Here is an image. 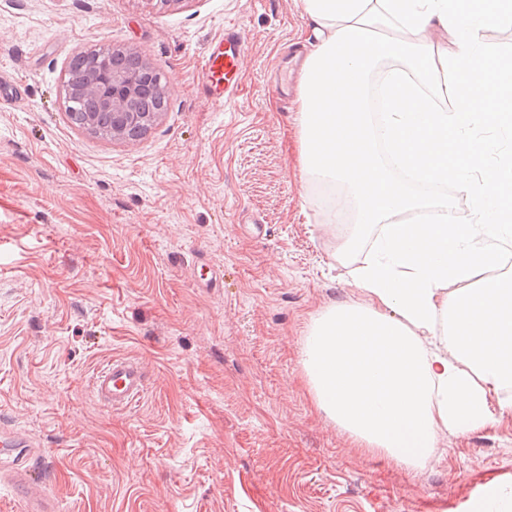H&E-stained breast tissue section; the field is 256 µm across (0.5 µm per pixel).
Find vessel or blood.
I'll list each match as a JSON object with an SVG mask.
<instances>
[{
	"instance_id": "vessel-or-blood-1",
	"label": "vessel or blood",
	"mask_w": 512,
	"mask_h": 512,
	"mask_svg": "<svg viewBox=\"0 0 512 512\" xmlns=\"http://www.w3.org/2000/svg\"><path fill=\"white\" fill-rule=\"evenodd\" d=\"M245 41L239 28L225 26L212 40L202 63L201 75L206 94L215 102L233 99L238 92V76ZM97 399L110 408H126L136 403L146 388V374L135 361L115 357L91 378ZM37 446L23 431L0 424V486L18 493L25 512H56L44 485L31 477L30 461Z\"/></svg>"
}]
</instances>
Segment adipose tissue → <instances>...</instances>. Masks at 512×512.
I'll use <instances>...</instances> for the list:
<instances>
[{
	"mask_svg": "<svg viewBox=\"0 0 512 512\" xmlns=\"http://www.w3.org/2000/svg\"><path fill=\"white\" fill-rule=\"evenodd\" d=\"M317 38L295 118L305 182L352 210L336 257L358 258L359 303L331 305L301 351L308 391L352 447L412 464L444 433L512 412V155L489 164L483 124L512 137V63L481 33L512 0H300ZM377 88H370L373 72ZM453 186L472 204L416 184Z\"/></svg>",
	"mask_w": 512,
	"mask_h": 512,
	"instance_id": "1",
	"label": "adipose tissue"
}]
</instances>
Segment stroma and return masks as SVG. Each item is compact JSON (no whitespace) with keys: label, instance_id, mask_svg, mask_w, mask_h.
Here are the masks:
<instances>
[{"label":"stroma","instance_id":"obj_1","mask_svg":"<svg viewBox=\"0 0 512 512\" xmlns=\"http://www.w3.org/2000/svg\"><path fill=\"white\" fill-rule=\"evenodd\" d=\"M241 92L199 88L225 26ZM297 0H0V420L39 442L60 512H475L512 487V429L442 435L416 469L351 447L303 383L313 317L360 301L336 260L328 189L300 179ZM112 46L168 85L128 144L73 126L71 57ZM214 269L206 287L201 266ZM115 356L147 377L102 406ZM146 381V374L137 362L114 357L94 373L90 384L104 406L127 408L140 399Z\"/></svg>","mask_w":512,"mask_h":512}]
</instances>
